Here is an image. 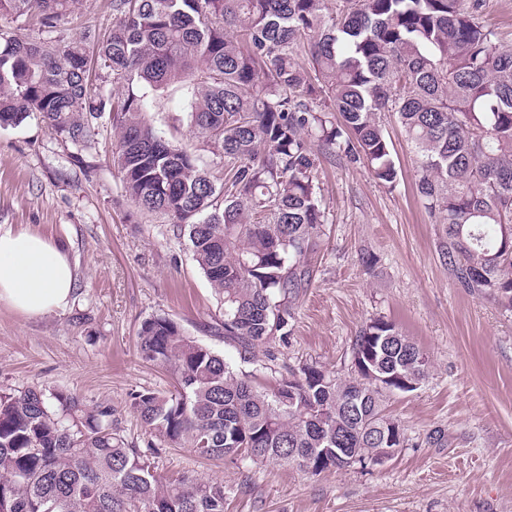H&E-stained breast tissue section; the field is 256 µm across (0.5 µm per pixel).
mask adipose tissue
Masks as SVG:
<instances>
[{"label":"adipose tissue","instance_id":"adipose-tissue-1","mask_svg":"<svg viewBox=\"0 0 512 512\" xmlns=\"http://www.w3.org/2000/svg\"><path fill=\"white\" fill-rule=\"evenodd\" d=\"M75 275L67 255L28 232L0 234V303L39 318L65 311Z\"/></svg>","mask_w":512,"mask_h":512}]
</instances>
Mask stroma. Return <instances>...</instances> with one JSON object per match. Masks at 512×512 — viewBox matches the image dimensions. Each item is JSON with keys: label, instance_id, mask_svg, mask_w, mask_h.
I'll return each instance as SVG.
<instances>
[{"label": "stroma", "instance_id": "35a3bbf8", "mask_svg": "<svg viewBox=\"0 0 512 512\" xmlns=\"http://www.w3.org/2000/svg\"><path fill=\"white\" fill-rule=\"evenodd\" d=\"M111 21L112 0H82L58 33L76 39ZM145 107L160 135L196 148L182 84L147 90ZM383 122L394 185L376 180L364 161L315 146L326 207L318 263L287 336L250 363L218 333L223 307L169 218L126 196L112 130L80 150L35 117L0 127V233L31 231L61 244L75 272L63 312L29 318L0 305V389L62 390L109 408L113 427L164 477L223 482L224 512H512V312L454 280L417 193L414 150L394 117ZM155 316L179 322L234 369L263 365L276 378L305 364L347 377L361 328L393 323L430 359L417 390L385 398L404 428L403 448L382 466L313 475L163 447L131 399L174 384L139 352L137 331ZM436 429L446 443L425 444Z\"/></svg>", "mask_w": 512, "mask_h": 512}]
</instances>
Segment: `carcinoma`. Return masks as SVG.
Wrapping results in <instances>:
<instances>
[{
	"label": "carcinoma",
	"instance_id": "cac0c4a2",
	"mask_svg": "<svg viewBox=\"0 0 512 512\" xmlns=\"http://www.w3.org/2000/svg\"><path fill=\"white\" fill-rule=\"evenodd\" d=\"M78 2L0 0V14L35 15L47 34L32 43L0 32V125L35 114L83 149L108 121L125 193L173 219L224 306V342L243 360L286 335L285 314L312 278L325 208L311 143L366 161L392 185L382 112L413 146L442 261L461 287L512 311V51L463 0H112L110 29L56 38ZM90 44L125 92L89 87ZM184 81L191 133L220 158L218 177L155 131L134 91ZM327 112L341 116L346 139ZM137 336L143 358L174 376L173 390L133 397L160 441L315 475L353 466L336 462L338 448L385 447L387 423L404 446L378 378L423 380L430 366L381 319L353 347L377 368L344 379L303 365L262 382L165 316ZM111 416L63 391L0 390V512H224V483L164 478Z\"/></svg>",
	"mask_w": 512,
	"mask_h": 512
}]
</instances>
